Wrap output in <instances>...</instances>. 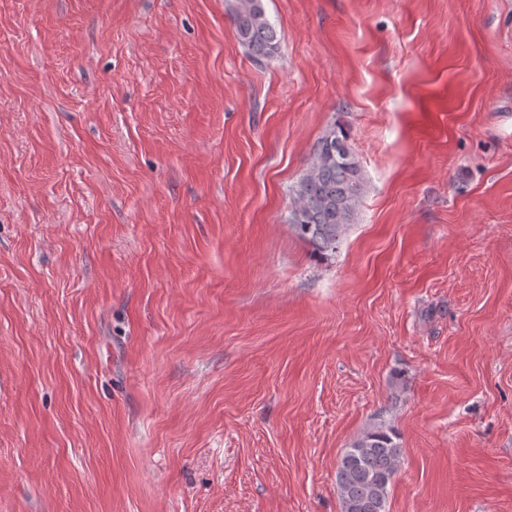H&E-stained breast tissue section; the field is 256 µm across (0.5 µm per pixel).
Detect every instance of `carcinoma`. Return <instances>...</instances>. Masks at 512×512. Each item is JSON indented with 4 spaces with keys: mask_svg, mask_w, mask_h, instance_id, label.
<instances>
[{
    "mask_svg": "<svg viewBox=\"0 0 512 512\" xmlns=\"http://www.w3.org/2000/svg\"><path fill=\"white\" fill-rule=\"evenodd\" d=\"M238 41L256 58L276 49V30L262 0H231ZM363 195L359 160L349 131L333 124L318 141L291 193L290 224L319 253L334 252L344 240ZM392 429L365 432L344 453L337 469L341 512H386L400 446Z\"/></svg>",
    "mask_w": 512,
    "mask_h": 512,
    "instance_id": "carcinoma-1",
    "label": "carcinoma"
}]
</instances>
